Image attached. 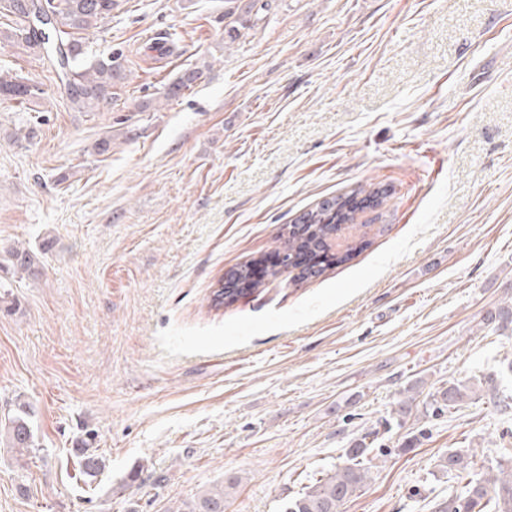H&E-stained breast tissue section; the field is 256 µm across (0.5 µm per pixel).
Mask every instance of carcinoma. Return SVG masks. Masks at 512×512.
<instances>
[{"instance_id": "1", "label": "carcinoma", "mask_w": 512, "mask_h": 512, "mask_svg": "<svg viewBox=\"0 0 512 512\" xmlns=\"http://www.w3.org/2000/svg\"><path fill=\"white\" fill-rule=\"evenodd\" d=\"M122 0H0V17L14 18L15 27L0 30V43L21 45L46 64L64 87L66 97L75 112H97L100 105L117 96V89L127 80L119 53L86 62L85 43L75 37L80 31L98 27L112 16ZM198 68L185 70L171 83L165 97L176 98L191 88L201 76ZM43 90L36 83L24 82L9 74L0 73V97L25 106L40 98ZM385 190L370 183L346 194L332 196L304 212L291 224L286 225L272 253L281 258L278 266L269 268L264 276H254V268L264 256L253 258L229 272L228 280L247 282L250 293H260L269 279H277L295 269L299 256L309 252L325 257V263L308 276H297L300 281L323 275L329 268L350 259L367 246L360 238L352 241L339 257L331 255L330 242L342 230V225L352 221L354 198L360 196L377 206ZM13 267L27 276L40 273L38 262L27 250L10 251ZM240 292L220 288L213 292L210 307L219 309L235 302ZM487 324L495 329L512 331V304L501 306L487 318ZM486 397L495 405L508 408L509 397L500 393L492 376L473 377L448 386H441L429 394L425 413L442 415L468 400ZM11 447L21 451L35 447L33 433L27 421L25 406L7 416L5 421ZM374 432L365 431L348 449V462L336 467L334 472L306 487L291 498L285 512H338L339 506L356 494L370 479V467L366 463L367 452L375 443ZM470 449L449 452L439 461L438 470L462 484L458 490L434 505L435 512H512V466L502 463L487 469L478 478L471 476ZM237 480L230 478L224 488L204 493L189 506V512H224V498L234 488Z\"/></svg>"}]
</instances>
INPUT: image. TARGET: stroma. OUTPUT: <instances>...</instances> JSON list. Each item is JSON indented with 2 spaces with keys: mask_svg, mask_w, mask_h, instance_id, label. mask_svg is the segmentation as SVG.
I'll list each match as a JSON object with an SVG mask.
<instances>
[{
  "mask_svg": "<svg viewBox=\"0 0 512 512\" xmlns=\"http://www.w3.org/2000/svg\"><path fill=\"white\" fill-rule=\"evenodd\" d=\"M267 3L231 43L224 0H124L85 34L129 72L97 112L0 46L44 90L0 100V419L25 406L35 439L0 443V512H184L230 475L224 512H283L367 429L372 478L340 512H434L441 456L474 449L480 474L512 448L488 399L423 413L474 375L512 396V335L483 323L512 302V0ZM370 182L387 201L336 239L367 235L357 257L209 308L282 225Z\"/></svg>",
  "mask_w": 512,
  "mask_h": 512,
  "instance_id": "obj_1",
  "label": "stroma"
}]
</instances>
